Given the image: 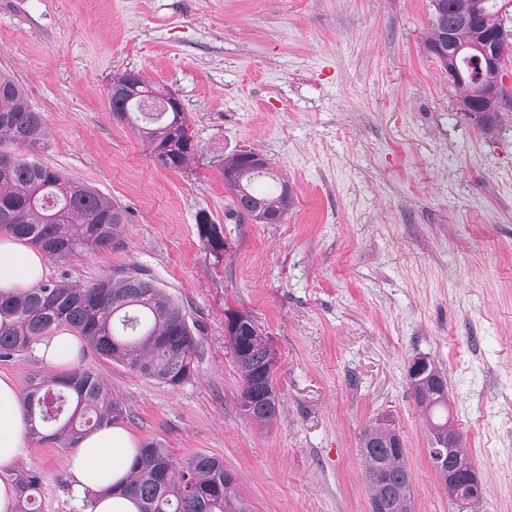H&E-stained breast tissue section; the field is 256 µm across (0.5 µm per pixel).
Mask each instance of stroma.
Returning a JSON list of instances; mask_svg holds the SVG:
<instances>
[{
	"mask_svg": "<svg viewBox=\"0 0 512 512\" xmlns=\"http://www.w3.org/2000/svg\"><path fill=\"white\" fill-rule=\"evenodd\" d=\"M430 0H0V71L48 135L36 156L125 207V243L49 264L84 285L148 267L200 321L194 378L172 389L92 350L136 442L208 454L249 512H369L363 431L390 419L415 512H512V115L484 134L425 50ZM175 92L199 144L183 170L154 165L109 109L113 73ZM263 154L291 184L279 224H229L209 162ZM222 225V261L196 217ZM251 311L277 351L276 426L236 407L225 309ZM444 372L450 420L487 492L448 499L407 369ZM67 449L30 442L41 512H84Z\"/></svg>",
	"mask_w": 512,
	"mask_h": 512,
	"instance_id": "35a3bbf8",
	"label": "stroma"
}]
</instances>
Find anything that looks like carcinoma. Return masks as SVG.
<instances>
[{"mask_svg":"<svg viewBox=\"0 0 512 512\" xmlns=\"http://www.w3.org/2000/svg\"><path fill=\"white\" fill-rule=\"evenodd\" d=\"M512 0H431V29L426 50L452 49L458 54V74L452 84L461 90L458 110L481 118L489 133L501 113L489 111V101L477 94V82L487 83L488 71L479 59L489 39L505 29L502 11ZM108 101L112 117L137 128L154 164L182 170L197 158L199 146L190 132L186 112L172 102L173 93L150 86L139 74L112 75ZM46 129L42 114L23 87L0 74V143L8 141L34 151ZM232 194L227 221L239 224H280L294 205L287 182L258 191L257 179L271 174L252 169L246 152L213 161ZM126 209L84 183L68 178L22 153L0 152V234L32 244L47 258L63 261L93 249H117L124 244ZM198 233L216 262L224 259L222 228L199 215ZM233 314L235 333L224 336L240 376L236 401L240 412L260 429L277 423L281 401L273 385L277 354L257 317L245 310ZM59 328L83 338L97 354L141 377L173 389L195 376L199 353L198 326L188 321L185 306L140 265L112 270L83 286L56 281L13 296L0 294V360L31 350L33 343ZM416 404L433 417L427 454L439 478L448 481V460H464L462 448H449L455 429L448 411V383L432 362L423 364L410 380ZM30 422L46 433L32 436L58 448H71L83 435L104 425L130 420L125 403L89 369L68 375H35L25 388ZM370 502L385 503L387 512H413L414 494L405 448L396 428L377 423L360 438ZM42 476L16 474V512H40L38 490ZM237 478L224 460L197 454L179 462L156 439H147L131 464L124 491L136 500L139 512H247L236 494Z\"/></svg>","mask_w":512,"mask_h":512,"instance_id":"obj_1","label":"carcinoma"}]
</instances>
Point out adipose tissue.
<instances>
[{
    "label": "adipose tissue",
    "instance_id": "obj_1",
    "mask_svg": "<svg viewBox=\"0 0 512 512\" xmlns=\"http://www.w3.org/2000/svg\"><path fill=\"white\" fill-rule=\"evenodd\" d=\"M49 272L44 255L35 247L0 236V291L18 294L37 285ZM83 350L80 336L59 329L34 346L36 356L49 368L65 373L76 367ZM29 423L24 393L8 375H0V512H13L16 487L2 479L26 454ZM138 451L132 434L107 425L81 437L68 459L71 492L81 497L96 494L93 512H138L136 503L123 494L122 486Z\"/></svg>",
    "mask_w": 512,
    "mask_h": 512
}]
</instances>
